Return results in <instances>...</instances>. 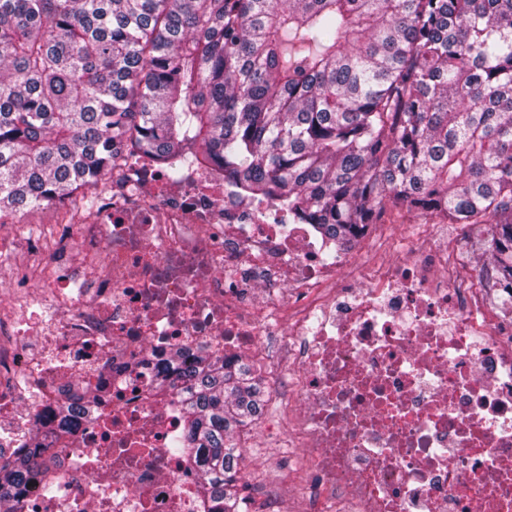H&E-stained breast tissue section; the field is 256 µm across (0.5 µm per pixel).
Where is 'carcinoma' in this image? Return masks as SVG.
I'll use <instances>...</instances> for the list:
<instances>
[{"instance_id": "carcinoma-1", "label": "carcinoma", "mask_w": 512, "mask_h": 512, "mask_svg": "<svg viewBox=\"0 0 512 512\" xmlns=\"http://www.w3.org/2000/svg\"><path fill=\"white\" fill-rule=\"evenodd\" d=\"M143 150L214 166L345 244L388 211L489 225L477 278L512 283V0H0V217L63 205ZM203 512H248L236 433L268 403L246 365L159 376ZM58 482L0 460V501Z\"/></svg>"}]
</instances>
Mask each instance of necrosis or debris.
Returning a JSON list of instances; mask_svg holds the SVG:
<instances>
[{"mask_svg":"<svg viewBox=\"0 0 512 512\" xmlns=\"http://www.w3.org/2000/svg\"><path fill=\"white\" fill-rule=\"evenodd\" d=\"M419 231L371 266L222 171L174 182L121 152L91 199L60 208L55 250L30 231L46 274L0 312L1 459L51 447L45 416L72 378L110 394L62 451L54 495L32 481L24 498L36 512H200L196 468L170 448L182 398L146 394L202 352L264 374L273 334L292 460L313 477L304 512H512V321L483 306L482 283L449 279L443 224Z\"/></svg>","mask_w":512,"mask_h":512,"instance_id":"necrosis-or-debris-1","label":"necrosis or debris"}]
</instances>
